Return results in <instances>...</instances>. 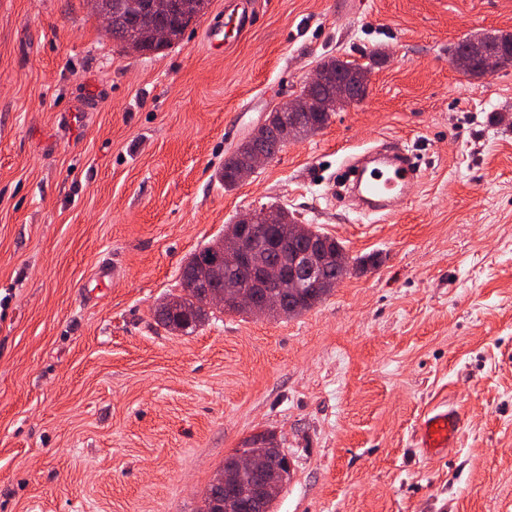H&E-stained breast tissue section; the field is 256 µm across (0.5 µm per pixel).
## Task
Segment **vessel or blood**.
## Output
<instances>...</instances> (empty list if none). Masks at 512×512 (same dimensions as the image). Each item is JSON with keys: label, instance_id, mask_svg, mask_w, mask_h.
Returning a JSON list of instances; mask_svg holds the SVG:
<instances>
[{"label": "vessel or blood", "instance_id": "obj_1", "mask_svg": "<svg viewBox=\"0 0 512 512\" xmlns=\"http://www.w3.org/2000/svg\"><path fill=\"white\" fill-rule=\"evenodd\" d=\"M396 163L385 173L366 174L360 157H352L344 171L345 181L362 185L373 211L389 216L409 196L411 187L418 183L420 171L402 152H395ZM461 434L457 410L439 405L423 415L417 428V446L424 455H432L456 446Z\"/></svg>", "mask_w": 512, "mask_h": 512}]
</instances>
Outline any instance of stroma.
<instances>
[{"instance_id":"1","label":"stroma","mask_w":512,"mask_h":512,"mask_svg":"<svg viewBox=\"0 0 512 512\" xmlns=\"http://www.w3.org/2000/svg\"><path fill=\"white\" fill-rule=\"evenodd\" d=\"M236 2L129 55L87 0H0V512H199L258 431L292 463L274 512H512V68L451 63L512 0H252L243 33ZM376 51L363 101L224 189L323 57ZM389 143L422 160L407 204L332 197ZM271 204L380 265L293 318L157 325L190 254ZM443 402L461 439L420 456ZM249 152V145L239 143L235 150L224 159V165L219 171L218 176L220 181L224 183L225 189H232L238 184L237 174L244 166H246Z\"/></svg>"}]
</instances>
